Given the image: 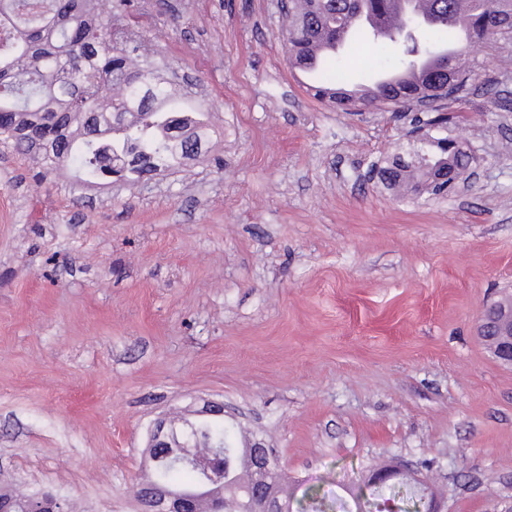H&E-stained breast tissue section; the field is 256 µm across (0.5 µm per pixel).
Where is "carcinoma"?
<instances>
[{"label":"carcinoma","instance_id":"obj_1","mask_svg":"<svg viewBox=\"0 0 512 512\" xmlns=\"http://www.w3.org/2000/svg\"><path fill=\"white\" fill-rule=\"evenodd\" d=\"M381 12L392 0H289L288 53L291 66L302 69L313 42L322 35H346L347 43L368 39L367 30L348 29L356 4ZM470 12L459 18L474 30L473 43L492 38L496 27L512 40V0H468ZM130 0H116L102 18L100 0H0V140L22 154H32L43 173L70 168L94 184L117 174L142 176L180 163L198 149L209 130L205 113L180 104L155 59L133 60L117 46L111 29ZM439 55L424 56L428 66L415 74V61L405 63L403 80L388 87L347 90L314 86L315 96L340 106L347 100L396 105L454 93L434 83ZM455 76L456 90L467 92L476 77L465 69L445 67ZM395 96H390V93ZM195 447L224 455V495L237 498L240 512L252 493L246 449L233 448L234 434L221 423L196 428ZM202 483L206 475L186 465L159 466L156 481L172 484L179 475ZM421 487L408 481L368 489L365 512H378L381 501L392 500L398 512H423Z\"/></svg>","mask_w":512,"mask_h":512}]
</instances>
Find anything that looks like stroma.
Masks as SVG:
<instances>
[{"mask_svg":"<svg viewBox=\"0 0 512 512\" xmlns=\"http://www.w3.org/2000/svg\"><path fill=\"white\" fill-rule=\"evenodd\" d=\"M129 24L212 127L92 187L0 142V489L135 512L153 422L219 400L295 497L354 505L398 461L444 512H512V367L475 331L512 295V43L467 51L499 99L448 103L467 186L410 195L368 176L410 116L316 98L274 0H132ZM338 60L347 89L402 69Z\"/></svg>","mask_w":512,"mask_h":512,"instance_id":"1","label":"stroma"}]
</instances>
